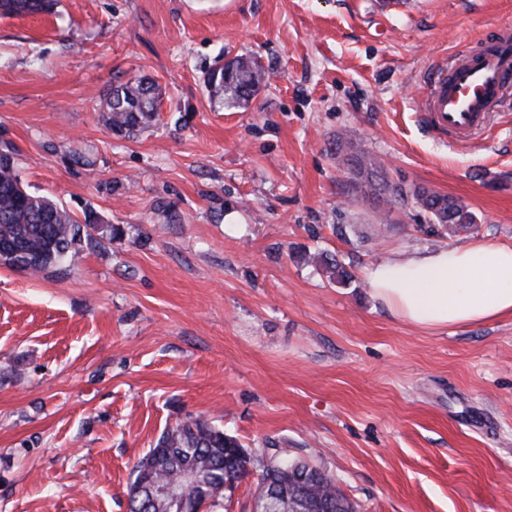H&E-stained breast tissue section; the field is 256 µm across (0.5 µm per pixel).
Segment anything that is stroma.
I'll use <instances>...</instances> for the list:
<instances>
[{
	"label": "stroma",
	"mask_w": 512,
	"mask_h": 512,
	"mask_svg": "<svg viewBox=\"0 0 512 512\" xmlns=\"http://www.w3.org/2000/svg\"><path fill=\"white\" fill-rule=\"evenodd\" d=\"M507 23L512 0H59L0 15V146L28 191L120 229L64 274L0 265V512H128L134 465L197 418L253 459L212 512H252L279 448L359 512H512V316L425 331L364 278L414 251L512 246V100L455 144L414 105L436 64ZM241 55L269 78L227 110L204 76ZM140 77L162 88L156 122L114 134L105 97ZM354 150L475 224L439 235L416 209L353 193ZM327 256L351 280L330 278Z\"/></svg>",
	"instance_id": "1"
}]
</instances>
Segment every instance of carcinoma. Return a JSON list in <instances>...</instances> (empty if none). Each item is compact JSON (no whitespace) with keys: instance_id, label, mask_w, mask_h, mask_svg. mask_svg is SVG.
<instances>
[{"instance_id":"1","label":"carcinoma","mask_w":512,"mask_h":512,"mask_svg":"<svg viewBox=\"0 0 512 512\" xmlns=\"http://www.w3.org/2000/svg\"><path fill=\"white\" fill-rule=\"evenodd\" d=\"M55 0H0L6 15L49 12ZM265 82V72L253 61L237 59L212 68L205 83L211 98L225 108L248 104ZM158 85L143 79L110 88L106 125L115 134L135 135L149 128L160 102ZM0 161V264L32 275L60 272L75 264L87 248L100 244L97 235L117 234L119 228L79 223L70 212L50 197L20 186L14 153L3 150ZM360 181L356 190L365 195L386 197L402 206L417 208L432 228L448 234L474 223L471 211L458 199L424 187L391 183L378 174V167L364 157L354 156ZM239 442L224 430L203 420L185 421L166 429L156 444L133 470L130 491L142 479L159 487H169L187 498L189 505L206 496L215 507L224 498V483L244 478L251 463L247 453H238ZM310 498L324 500L329 507L315 510L303 503L298 512H355L334 477L320 471Z\"/></svg>"}]
</instances>
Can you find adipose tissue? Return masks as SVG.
<instances>
[{"instance_id":"adipose-tissue-1","label":"adipose tissue","mask_w":512,"mask_h":512,"mask_svg":"<svg viewBox=\"0 0 512 512\" xmlns=\"http://www.w3.org/2000/svg\"><path fill=\"white\" fill-rule=\"evenodd\" d=\"M397 320L442 331L512 315V248L480 242L403 254L365 271Z\"/></svg>"}]
</instances>
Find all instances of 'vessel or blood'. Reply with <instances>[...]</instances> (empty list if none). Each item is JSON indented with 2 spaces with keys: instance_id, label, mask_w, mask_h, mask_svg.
<instances>
[{
  "instance_id": "b4317fda",
  "label": "vessel or blood",
  "mask_w": 512,
  "mask_h": 512,
  "mask_svg": "<svg viewBox=\"0 0 512 512\" xmlns=\"http://www.w3.org/2000/svg\"><path fill=\"white\" fill-rule=\"evenodd\" d=\"M512 89V26L500 27L478 54L464 53L434 77L423 117L440 138L461 141L484 125Z\"/></svg>"
}]
</instances>
